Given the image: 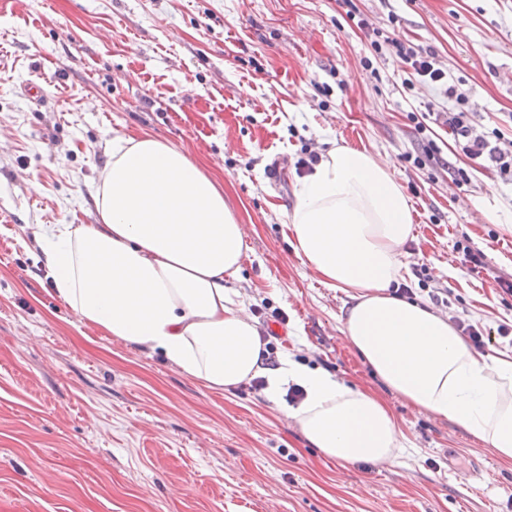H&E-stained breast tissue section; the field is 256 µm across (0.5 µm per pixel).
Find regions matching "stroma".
<instances>
[{
	"label": "stroma",
	"mask_w": 512,
	"mask_h": 512,
	"mask_svg": "<svg viewBox=\"0 0 512 512\" xmlns=\"http://www.w3.org/2000/svg\"><path fill=\"white\" fill-rule=\"evenodd\" d=\"M433 52L480 131L512 143V0H12L0 10V512H512V466L393 396L341 332L346 296L283 232L296 177L332 146L390 155L413 208V301L512 326V182L437 121L375 32ZM39 82L44 94L23 88ZM425 118L418 132L413 115ZM149 132L211 174L247 232L230 286L278 357L368 390L406 437L387 465L340 467L246 381L217 392L80 325L39 239L95 221L112 137ZM434 141L448 167H414ZM465 169L455 184L449 167ZM496 213L498 223L484 219ZM482 256L462 263L458 244Z\"/></svg>",
	"instance_id": "35a3bbf8"
}]
</instances>
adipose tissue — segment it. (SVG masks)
Returning a JSON list of instances; mask_svg holds the SVG:
<instances>
[{
	"label": "adipose tissue",
	"mask_w": 512,
	"mask_h": 512,
	"mask_svg": "<svg viewBox=\"0 0 512 512\" xmlns=\"http://www.w3.org/2000/svg\"><path fill=\"white\" fill-rule=\"evenodd\" d=\"M390 156L335 146L296 180L287 239L303 263L348 297L341 331L374 375L418 411L449 420L512 463V356L482 353L448 316L392 294L407 273L412 215ZM92 224H57L41 239L57 298L81 325L224 392L258 376L284 412L339 466L386 465L405 449L391 409L322 368L262 365L255 320L229 288L245 231L217 182L150 134L116 136Z\"/></svg>",
	"instance_id": "1"
}]
</instances>
